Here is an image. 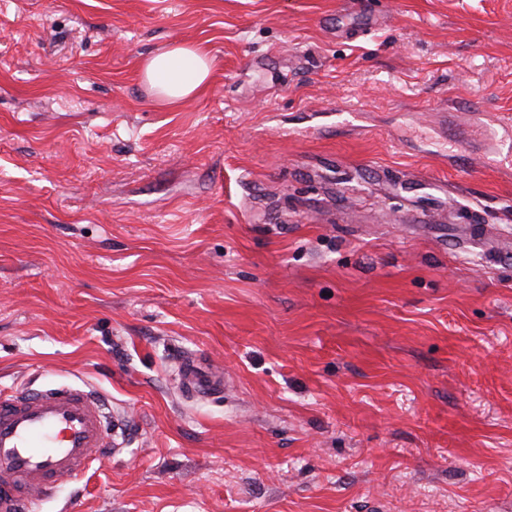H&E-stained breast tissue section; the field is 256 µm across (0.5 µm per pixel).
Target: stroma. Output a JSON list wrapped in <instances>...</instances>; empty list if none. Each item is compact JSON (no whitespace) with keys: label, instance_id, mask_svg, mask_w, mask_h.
Listing matches in <instances>:
<instances>
[{"label":"stroma","instance_id":"1","mask_svg":"<svg viewBox=\"0 0 512 512\" xmlns=\"http://www.w3.org/2000/svg\"><path fill=\"white\" fill-rule=\"evenodd\" d=\"M175 40L213 70L169 110L141 67ZM475 111L512 114V0H0V388L129 421L42 512H512V170L500 125L457 147ZM180 381L184 393L189 397L220 396L224 392L222 373L208 366L198 355L182 361Z\"/></svg>","mask_w":512,"mask_h":512}]
</instances>
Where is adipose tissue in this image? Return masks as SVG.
Returning <instances> with one entry per match:
<instances>
[{
  "mask_svg": "<svg viewBox=\"0 0 512 512\" xmlns=\"http://www.w3.org/2000/svg\"><path fill=\"white\" fill-rule=\"evenodd\" d=\"M213 60L200 46L175 44L149 57L142 76L160 106L177 109L208 85Z\"/></svg>",
  "mask_w": 512,
  "mask_h": 512,
  "instance_id": "1",
  "label": "adipose tissue"
}]
</instances>
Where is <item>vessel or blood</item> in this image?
<instances>
[{
  "label": "vessel or blood",
  "mask_w": 512,
  "mask_h": 512,
  "mask_svg": "<svg viewBox=\"0 0 512 512\" xmlns=\"http://www.w3.org/2000/svg\"><path fill=\"white\" fill-rule=\"evenodd\" d=\"M190 397L218 396L222 373L199 356L183 360ZM126 430L109 420L96 392L66 384L0 390V512H39L41 499L85 472L97 453L117 448Z\"/></svg>",
  "instance_id": "vessel-or-blood-1"
}]
</instances>
